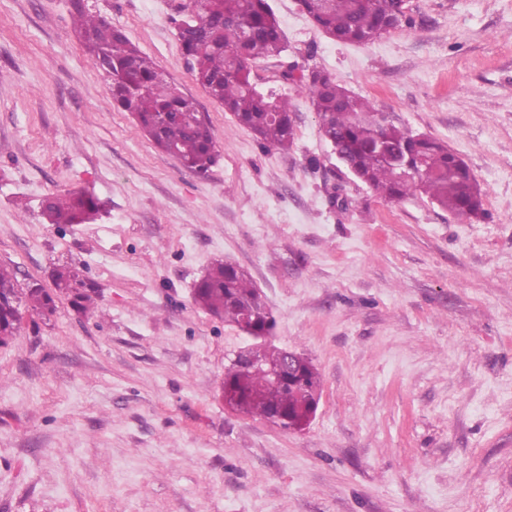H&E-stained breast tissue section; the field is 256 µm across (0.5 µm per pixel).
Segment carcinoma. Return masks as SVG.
Returning a JSON list of instances; mask_svg holds the SVG:
<instances>
[{
    "mask_svg": "<svg viewBox=\"0 0 512 512\" xmlns=\"http://www.w3.org/2000/svg\"><path fill=\"white\" fill-rule=\"evenodd\" d=\"M300 9L338 43L369 44L406 16L399 0H298ZM74 29L95 65L110 81L112 101L132 113L146 135L190 171L205 173L216 162L210 127L193 98L181 93L119 28L75 7ZM185 56L193 63L198 83L224 111L254 132L267 148L290 149L296 132L288 99L259 91L250 68L285 48V36L268 0H187L172 18ZM319 121V131L340 161L378 196L399 200L414 192L428 196L449 212L473 220L485 217L486 191L467 164L443 142L399 126L369 99L340 86L322 70L300 77ZM101 210L94 195L74 192L49 196L41 214L49 224H86ZM77 267L53 269L56 294L38 283L25 288L15 273L0 267V345L14 336L22 310L45 315L55 310L54 296H63L80 313L90 310L97 289L84 281L75 285ZM194 301L202 309L240 326L255 336L274 325L258 288L248 274L218 261L196 283ZM284 358L277 347L263 346L258 359L276 368ZM298 381L273 382L244 363L231 362L224 373L223 396L243 413L270 420L286 419L285 429L305 426L315 413L321 376L309 360L299 357Z\"/></svg>",
    "mask_w": 512,
    "mask_h": 512,
    "instance_id": "obj_1",
    "label": "carcinoma"
}]
</instances>
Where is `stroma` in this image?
Returning <instances> with one entry per match:
<instances>
[{
	"mask_svg": "<svg viewBox=\"0 0 512 512\" xmlns=\"http://www.w3.org/2000/svg\"><path fill=\"white\" fill-rule=\"evenodd\" d=\"M184 2L83 0L196 101L204 176L114 108L72 0H0V266L48 289L73 264L98 289L0 346V512H512V0H407L368 45L269 0L286 49L251 79L289 96L288 151L196 81L170 21ZM313 69L447 144L486 219L356 180L299 90ZM84 189L106 216L45 222V196ZM217 261L320 372L303 429L225 404L248 340L194 303Z\"/></svg>",
	"mask_w": 512,
	"mask_h": 512,
	"instance_id": "obj_1",
	"label": "stroma"
}]
</instances>
